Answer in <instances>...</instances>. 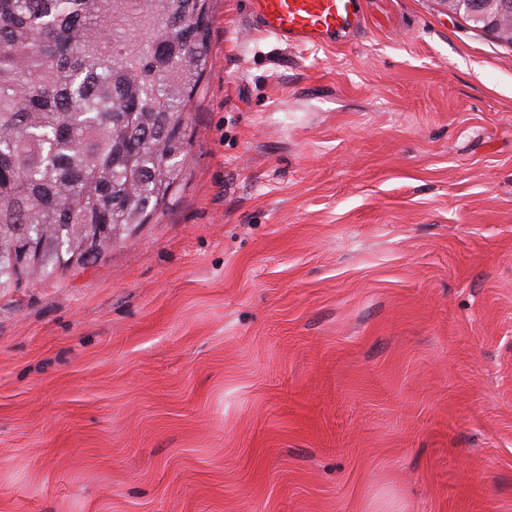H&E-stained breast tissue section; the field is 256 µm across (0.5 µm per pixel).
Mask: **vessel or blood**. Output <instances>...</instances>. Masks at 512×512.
I'll return each mask as SVG.
<instances>
[{
    "label": "vessel or blood",
    "instance_id": "1",
    "mask_svg": "<svg viewBox=\"0 0 512 512\" xmlns=\"http://www.w3.org/2000/svg\"><path fill=\"white\" fill-rule=\"evenodd\" d=\"M251 19L291 47L330 45L359 29L361 0H252Z\"/></svg>",
    "mask_w": 512,
    "mask_h": 512
}]
</instances>
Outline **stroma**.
<instances>
[{
  "mask_svg": "<svg viewBox=\"0 0 512 512\" xmlns=\"http://www.w3.org/2000/svg\"><path fill=\"white\" fill-rule=\"evenodd\" d=\"M217 0L169 201L0 293V512H512V45ZM251 19L289 47L330 45L359 29L361 0H252Z\"/></svg>",
  "mask_w": 512,
  "mask_h": 512,
  "instance_id": "35a3bbf8",
  "label": "stroma"
}]
</instances>
